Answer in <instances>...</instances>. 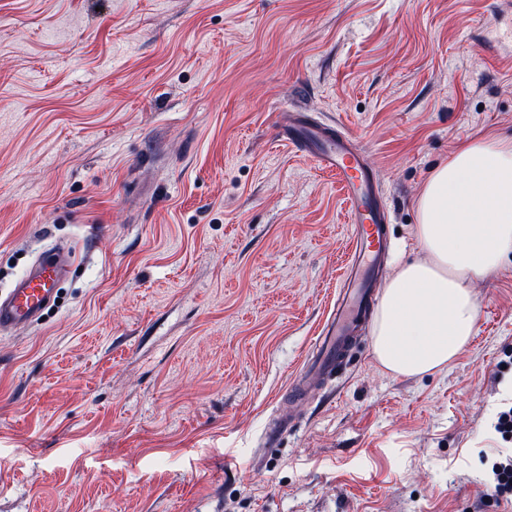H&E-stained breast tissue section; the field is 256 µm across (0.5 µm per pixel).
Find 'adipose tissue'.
Wrapping results in <instances>:
<instances>
[{
    "label": "adipose tissue",
    "mask_w": 512,
    "mask_h": 512,
    "mask_svg": "<svg viewBox=\"0 0 512 512\" xmlns=\"http://www.w3.org/2000/svg\"><path fill=\"white\" fill-rule=\"evenodd\" d=\"M423 256L398 265L373 319V355L419 376L450 364L477 317L472 284L512 257V138L471 140L439 165L418 201Z\"/></svg>",
    "instance_id": "ef3b65f1"
}]
</instances>
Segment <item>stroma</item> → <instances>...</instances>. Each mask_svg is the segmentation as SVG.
<instances>
[{"instance_id": "35a3bbf8", "label": "stroma", "mask_w": 512, "mask_h": 512, "mask_svg": "<svg viewBox=\"0 0 512 512\" xmlns=\"http://www.w3.org/2000/svg\"><path fill=\"white\" fill-rule=\"evenodd\" d=\"M353 132L391 241L471 139L512 137L500 0H0V296L42 255L52 305L0 331V512H512L481 451L512 365V260L448 367L372 335L298 412L350 241L333 178L278 138Z\"/></svg>"}]
</instances>
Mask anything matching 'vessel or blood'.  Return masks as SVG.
I'll return each instance as SVG.
<instances>
[{"instance_id": "vessel-or-blood-1", "label": "vessel or blood", "mask_w": 512, "mask_h": 512, "mask_svg": "<svg viewBox=\"0 0 512 512\" xmlns=\"http://www.w3.org/2000/svg\"><path fill=\"white\" fill-rule=\"evenodd\" d=\"M287 143L335 178L351 226V253L343 287L316 336L311 354L290 384L288 398L301 401L307 387L328 380L341 365L344 347L362 329L382 259L388 249L386 206L378 178L361 142L339 126L316 122L302 112H286ZM64 260L52 256L21 278L0 301V329L27 325L54 301Z\"/></svg>"}]
</instances>
